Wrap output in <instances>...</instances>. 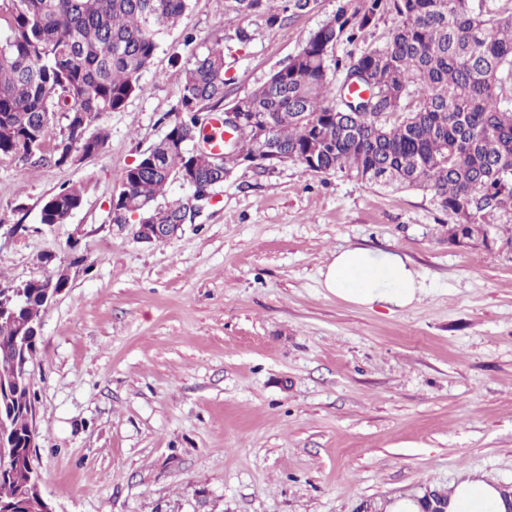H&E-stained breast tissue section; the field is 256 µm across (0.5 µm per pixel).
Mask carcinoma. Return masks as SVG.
<instances>
[{
	"label": "carcinoma",
	"mask_w": 512,
	"mask_h": 512,
	"mask_svg": "<svg viewBox=\"0 0 512 512\" xmlns=\"http://www.w3.org/2000/svg\"><path fill=\"white\" fill-rule=\"evenodd\" d=\"M190 0H9L0 37V156L43 160L56 110L65 133L55 165L74 153L99 152L108 133L90 125L124 108ZM277 0H224V15L264 14L276 23ZM384 14L396 20L385 44L334 59L342 41L356 43ZM512 0L494 10L473 0H345L301 49L252 92L224 107V51L192 53L174 121L165 137L122 175L111 201L112 223H194L209 206L205 191L224 182L188 148L202 132L199 114L240 112L247 132L236 140L245 159L275 148L313 174L342 172L381 188H423L460 224L512 211ZM187 194L158 204L174 184ZM88 183L49 198L40 223L64 224L81 207ZM13 312L0 318V372L26 343L42 306L39 281L10 292ZM34 399L22 384L0 395V512H42L29 426Z\"/></svg>",
	"instance_id": "carcinoma-1"
}]
</instances>
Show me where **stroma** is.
Segmentation results:
<instances>
[{
  "label": "stroma",
  "instance_id": "35a3bbf8",
  "mask_svg": "<svg viewBox=\"0 0 512 512\" xmlns=\"http://www.w3.org/2000/svg\"><path fill=\"white\" fill-rule=\"evenodd\" d=\"M343 2L273 25L191 0L124 109L97 118L101 152L64 166L0 156V284L70 274L31 365L33 459L54 512H392L467 472L512 492L511 213L490 217L492 245H458L429 192L291 162L238 168L169 241L111 222L192 50L223 48L229 103ZM81 181V208L41 223ZM349 247L407 257L429 296L392 312L329 293L320 271ZM88 189L87 182L71 185L49 198L41 209L44 224H63L81 207Z\"/></svg>",
  "mask_w": 512,
  "mask_h": 512
}]
</instances>
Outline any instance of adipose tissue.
I'll list each match as a JSON object with an SVG mask.
<instances>
[{"instance_id":"ef3b65f1","label":"adipose tissue","mask_w":512,"mask_h":512,"mask_svg":"<svg viewBox=\"0 0 512 512\" xmlns=\"http://www.w3.org/2000/svg\"><path fill=\"white\" fill-rule=\"evenodd\" d=\"M322 285L346 300L388 309H404L428 294L422 275L399 254L360 247L336 253L321 271ZM449 512H505L488 483L472 474L455 486Z\"/></svg>"}]
</instances>
